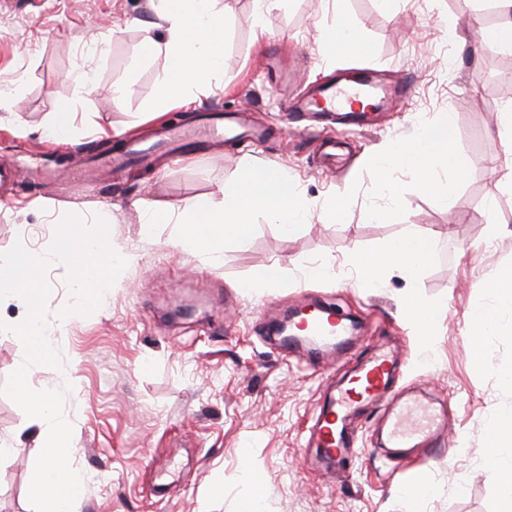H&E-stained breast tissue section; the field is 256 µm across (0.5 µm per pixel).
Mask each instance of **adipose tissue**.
Instances as JSON below:
<instances>
[{
    "instance_id": "adipose-tissue-1",
    "label": "adipose tissue",
    "mask_w": 512,
    "mask_h": 512,
    "mask_svg": "<svg viewBox=\"0 0 512 512\" xmlns=\"http://www.w3.org/2000/svg\"><path fill=\"white\" fill-rule=\"evenodd\" d=\"M212 0H164L163 18L168 38L158 44L152 34H145L144 48L164 47L169 70L159 86L162 100H174L195 88H204L212 74L222 68L223 53L216 31L220 25L212 9ZM427 146L418 147L415 158H402V165L413 173L420 190L436 193L446 190V178L460 174L464 163L448 155L453 128L439 119L428 127ZM223 205L200 198L178 208L176 222L181 236L194 247L215 254L224 241L247 247L252 237L251 217L264 212L279 229L296 230L307 221L310 205L278 166H246L241 180L231 188H222ZM437 243L436 237L424 236L414 227L382 252L354 255L353 261L363 271L364 282L378 283L391 267L408 268L424 263Z\"/></svg>"
}]
</instances>
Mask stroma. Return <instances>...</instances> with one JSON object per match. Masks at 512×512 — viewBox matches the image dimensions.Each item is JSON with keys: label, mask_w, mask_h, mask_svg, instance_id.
<instances>
[{"label": "stroma", "mask_w": 512, "mask_h": 512, "mask_svg": "<svg viewBox=\"0 0 512 512\" xmlns=\"http://www.w3.org/2000/svg\"><path fill=\"white\" fill-rule=\"evenodd\" d=\"M224 65L209 86L179 102L158 100L164 52L143 55L146 32L166 37L159 0H0V252L15 243L43 252L64 215L99 216L110 244L129 255L102 306L55 333L63 369L31 368L32 389H60L73 426L71 464L84 476L79 512H499L493 424L512 416V317L494 309L488 287L512 268V188L496 172L512 161L499 135L512 104V49L480 43L473 0H219ZM358 30L342 47L337 17ZM363 68L406 78L400 107L369 113L365 126L325 163L321 139L289 126L283 104L308 85ZM75 112V140L49 132L61 103ZM243 113L269 126L259 148L201 140L130 172L78 166L76 154L105 156L125 136L192 126L200 113ZM454 115L450 155L465 168L444 195L419 190L391 167L389 185L364 168L389 141ZM286 170L312 213L284 236L263 213L251 243L225 242L217 257L175 245L178 228L144 222L139 199L157 213L213 195L245 165ZM345 197L341 217L328 203ZM445 237L418 269L387 271L364 284L352 254H375L405 225ZM324 276L308 277L314 264ZM278 281L255 285L268 267ZM413 291L432 318L429 348L401 317ZM331 304L356 324L347 358L283 356L257 331L312 303ZM496 322L475 351L463 331L473 311ZM397 350V387L445 408L446 445L430 460L389 458L379 448L387 411L355 418L360 450L344 475L307 468L309 426L329 381H340L376 344ZM17 440L0 461V512H33L28 491L44 440L33 420L0 396V440Z\"/></svg>", "instance_id": "stroma-1"}]
</instances>
